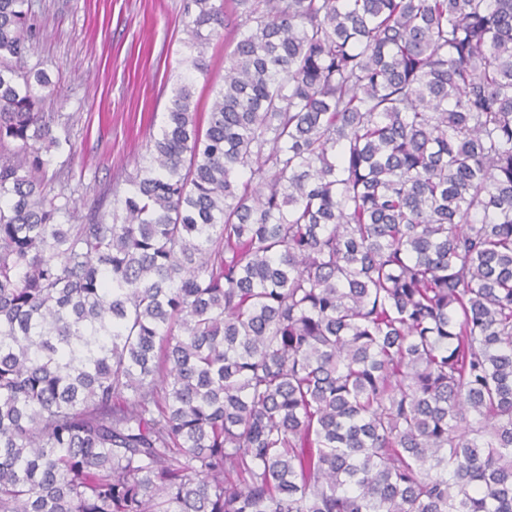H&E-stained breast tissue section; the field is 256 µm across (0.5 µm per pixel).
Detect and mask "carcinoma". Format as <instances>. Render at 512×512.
Segmentation results:
<instances>
[{
	"mask_svg": "<svg viewBox=\"0 0 512 512\" xmlns=\"http://www.w3.org/2000/svg\"><path fill=\"white\" fill-rule=\"evenodd\" d=\"M231 2L74 224L0 0V512H512V0ZM221 36L212 37L207 49V56L210 63V77L212 80H220L224 76V66L228 63L224 51L225 30L221 31Z\"/></svg>",
	"mask_w": 512,
	"mask_h": 512,
	"instance_id": "1",
	"label": "carcinoma"
}]
</instances>
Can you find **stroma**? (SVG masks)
<instances>
[{
  "label": "stroma",
  "mask_w": 512,
  "mask_h": 512,
  "mask_svg": "<svg viewBox=\"0 0 512 512\" xmlns=\"http://www.w3.org/2000/svg\"><path fill=\"white\" fill-rule=\"evenodd\" d=\"M35 48L27 59L47 72L56 93L61 148L46 174L78 218L112 207L115 179L135 174V162L158 134L183 74V0H32Z\"/></svg>",
  "instance_id": "1"
}]
</instances>
